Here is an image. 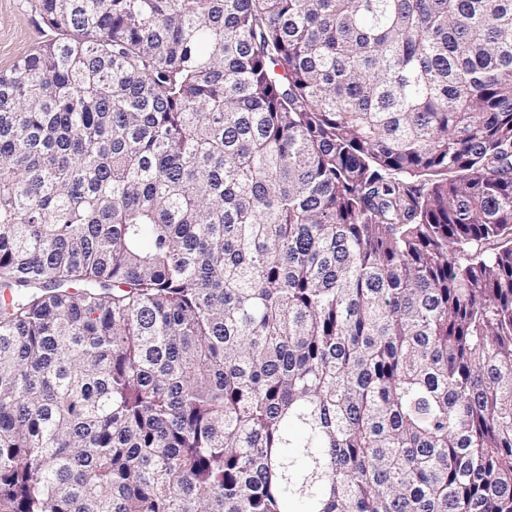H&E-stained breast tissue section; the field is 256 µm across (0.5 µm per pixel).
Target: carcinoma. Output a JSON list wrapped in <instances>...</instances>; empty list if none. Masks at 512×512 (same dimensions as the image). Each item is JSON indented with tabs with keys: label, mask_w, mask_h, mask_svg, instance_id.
I'll return each mask as SVG.
<instances>
[{
	"label": "carcinoma",
	"mask_w": 512,
	"mask_h": 512,
	"mask_svg": "<svg viewBox=\"0 0 512 512\" xmlns=\"http://www.w3.org/2000/svg\"><path fill=\"white\" fill-rule=\"evenodd\" d=\"M39 12L0 512H512V0Z\"/></svg>",
	"instance_id": "cac0c4a2"
}]
</instances>
